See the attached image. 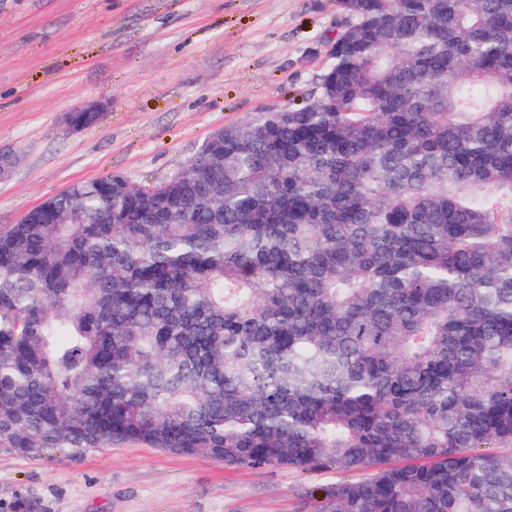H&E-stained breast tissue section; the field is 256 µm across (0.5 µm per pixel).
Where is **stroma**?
Wrapping results in <instances>:
<instances>
[{
	"mask_svg": "<svg viewBox=\"0 0 512 512\" xmlns=\"http://www.w3.org/2000/svg\"><path fill=\"white\" fill-rule=\"evenodd\" d=\"M340 26L335 0H0V230L79 182L166 180L212 131L302 102ZM91 102L102 123L68 129ZM336 480L142 443L0 453V512H311Z\"/></svg>",
	"mask_w": 512,
	"mask_h": 512,
	"instance_id": "1",
	"label": "stroma"
}]
</instances>
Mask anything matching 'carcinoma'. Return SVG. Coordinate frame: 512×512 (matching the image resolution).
<instances>
[{
	"label": "carcinoma",
	"mask_w": 512,
	"mask_h": 512,
	"mask_svg": "<svg viewBox=\"0 0 512 512\" xmlns=\"http://www.w3.org/2000/svg\"><path fill=\"white\" fill-rule=\"evenodd\" d=\"M336 6L303 103L0 231V451L141 442L351 475L313 512H512V0Z\"/></svg>",
	"instance_id": "carcinoma-1"
}]
</instances>
